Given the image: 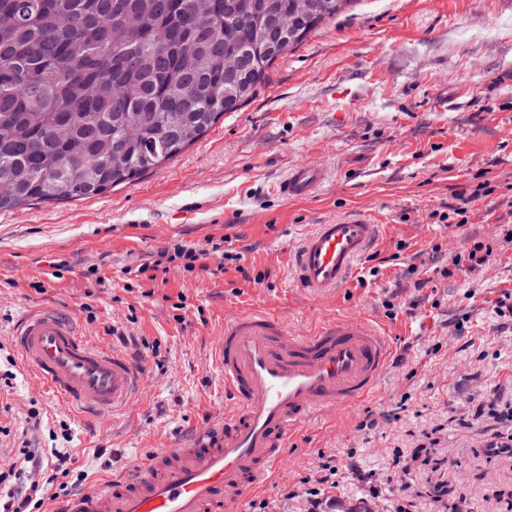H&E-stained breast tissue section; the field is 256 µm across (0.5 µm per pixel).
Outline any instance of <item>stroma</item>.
<instances>
[{
	"mask_svg": "<svg viewBox=\"0 0 512 512\" xmlns=\"http://www.w3.org/2000/svg\"><path fill=\"white\" fill-rule=\"evenodd\" d=\"M319 167L307 198L279 185ZM471 202L451 213L459 195ZM364 216L378 226L336 295L309 296L290 260L315 225ZM223 241L224 273L135 276L174 244ZM488 260L472 265L475 247ZM459 267H451L453 256ZM450 275H443V268ZM512 0H354L273 65L240 110L162 167L112 191L0 210V461L66 448L90 491L166 448H185L231 402L213 363L226 319L247 308L303 333L338 316L391 338L375 390L297 431L284 478L252 493L268 512H304L282 483L306 484L335 459L336 512L377 491L372 512L404 498L439 512L467 495L508 512L512 454L486 448L512 432ZM66 311L91 344L131 355L145 377L129 413L91 416L48 393L10 342L29 311ZM390 421H381V414ZM379 419L378 427L365 423ZM405 476L395 490L388 476Z\"/></svg>",
	"mask_w": 512,
	"mask_h": 512,
	"instance_id": "stroma-1",
	"label": "stroma"
}]
</instances>
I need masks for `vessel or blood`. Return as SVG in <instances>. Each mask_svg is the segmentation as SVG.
<instances>
[{
	"instance_id": "1",
	"label": "vessel or blood",
	"mask_w": 512,
	"mask_h": 512,
	"mask_svg": "<svg viewBox=\"0 0 512 512\" xmlns=\"http://www.w3.org/2000/svg\"><path fill=\"white\" fill-rule=\"evenodd\" d=\"M321 169H291L280 192L310 195ZM376 240L361 217L317 225L294 262L313 296L336 291ZM13 342L24 363L59 398L84 411L129 410L142 379L128 355L88 343L57 312L21 316ZM391 358L383 332L364 319L336 317L302 335L279 316L250 309L224 324L214 365L232 408L192 445L156 455L131 475L71 496L62 512H236L240 500L283 473L288 439L312 417L367 397Z\"/></svg>"
}]
</instances>
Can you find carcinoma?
<instances>
[{
    "label": "carcinoma",
    "mask_w": 512,
    "mask_h": 512,
    "mask_svg": "<svg viewBox=\"0 0 512 512\" xmlns=\"http://www.w3.org/2000/svg\"><path fill=\"white\" fill-rule=\"evenodd\" d=\"M0 0V210L104 193L240 110L352 0ZM288 19L293 28L278 31ZM246 57L236 85L225 65Z\"/></svg>",
    "instance_id": "obj_1"
}]
</instances>
